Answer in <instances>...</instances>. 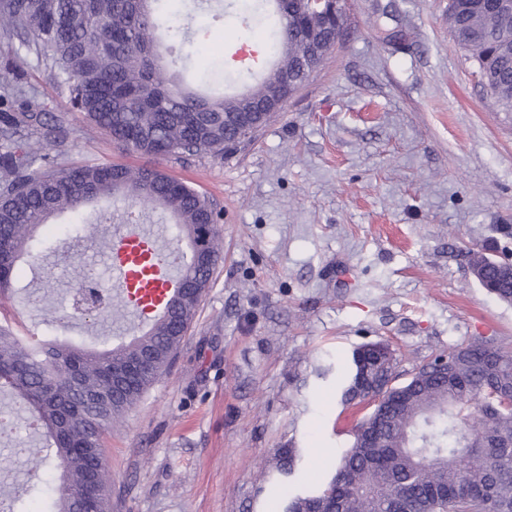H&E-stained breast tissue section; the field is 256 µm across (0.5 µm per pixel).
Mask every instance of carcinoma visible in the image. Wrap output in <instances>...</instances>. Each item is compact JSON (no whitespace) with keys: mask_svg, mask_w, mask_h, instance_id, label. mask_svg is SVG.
<instances>
[{"mask_svg":"<svg viewBox=\"0 0 512 512\" xmlns=\"http://www.w3.org/2000/svg\"><path fill=\"white\" fill-rule=\"evenodd\" d=\"M279 16L274 65L294 70L315 56L312 68L286 88L268 76L243 93L207 96L183 88L163 64L161 34L182 30L162 0H0V43L16 61L43 69L70 108L126 149L147 156L219 155L237 148L235 126L245 116L263 126L271 113L257 104L282 102L302 90L335 49L340 19L318 15L311 0H266ZM448 27L476 62L500 111L512 112V12L493 0H448ZM62 118L49 112L6 73L0 74V242L10 261L0 274V294L10 290L25 255L43 242L35 232L64 212L101 199L160 207L178 233L199 240L205 261L200 290L178 301L179 325L162 315L129 342L110 349L23 341L0 325V384L26 397L45 429L46 454L29 459L60 470L45 512H77L76 494L97 486L96 512H111L110 471H91L88 457L104 456L102 439L168 365L208 288L220 250L217 214L192 186L158 169L116 164L65 166L45 153L64 139ZM472 253L471 271L492 281L490 294L512 303V277L482 266ZM380 342L357 347L342 387L348 403L369 390L383 400L354 427L335 473L319 489L285 497L283 512H512V354L474 337L415 369L412 377L383 390L396 356L381 357ZM151 348V373L131 374L134 359ZM117 376L128 377L112 389ZM484 418L470 433L461 424L472 411ZM280 475L297 465L294 448L275 451Z\"/></svg>","mask_w":512,"mask_h":512,"instance_id":"cac0c4a2","label":"carcinoma"}]
</instances>
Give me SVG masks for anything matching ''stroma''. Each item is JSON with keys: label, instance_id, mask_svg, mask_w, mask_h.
I'll use <instances>...</instances> for the list:
<instances>
[{"label": "stroma", "instance_id": "35a3bbf8", "mask_svg": "<svg viewBox=\"0 0 512 512\" xmlns=\"http://www.w3.org/2000/svg\"><path fill=\"white\" fill-rule=\"evenodd\" d=\"M205 44L164 40L191 86L225 45L265 37L276 18L242 28L241 0H172ZM338 47L308 84L236 150L141 156L90 130L43 70L25 88L63 116L64 165L155 167L207 196L223 248L194 321L168 370L104 435L112 512H280L274 451L301 454L293 479H326L362 413L342 404L352 351L395 350L398 371L473 336L512 352V304L481 288L471 251L512 262V112L497 111L476 63L448 28V0H347ZM140 214L163 249L187 251L172 217L102 200L42 225L37 257L24 258L0 295V325L32 342L115 346L144 332L124 308L72 318L73 288L112 279L107 240ZM94 225L85 237L54 226ZM326 377H318L321 366ZM0 501L42 512L58 483L48 465L29 472L45 440L10 389L0 390Z\"/></svg>", "mask_w": 512, "mask_h": 512}]
</instances>
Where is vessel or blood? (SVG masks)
<instances>
[{
    "instance_id": "b4317fda",
    "label": "vessel or blood",
    "mask_w": 512,
    "mask_h": 512,
    "mask_svg": "<svg viewBox=\"0 0 512 512\" xmlns=\"http://www.w3.org/2000/svg\"><path fill=\"white\" fill-rule=\"evenodd\" d=\"M112 276L127 310L141 318L163 311L176 280L174 265L138 223L115 226L109 241Z\"/></svg>"
}]
</instances>
